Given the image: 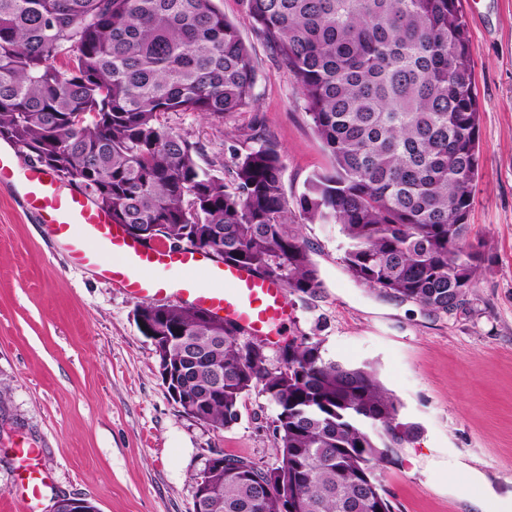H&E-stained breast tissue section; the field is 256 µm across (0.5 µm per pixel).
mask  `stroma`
Instances as JSON below:
<instances>
[{"mask_svg": "<svg viewBox=\"0 0 512 512\" xmlns=\"http://www.w3.org/2000/svg\"><path fill=\"white\" fill-rule=\"evenodd\" d=\"M251 48L252 107L215 119L172 112L164 124L199 143L202 164L223 165L244 135L277 145L287 195L329 168L302 96L257 35L240 0H219ZM480 110V177L469 216L483 261L459 309L433 312L357 283L336 224L300 222L322 282L289 293L290 314L266 343L270 368L285 340L307 337L326 358L371 366L418 428L380 464L394 512H479L483 495L512 502V0H463ZM139 300L63 250L16 190L0 189V512L12 497L14 444L42 450L59 495L90 497L99 512H195L192 478L213 453L277 467V409L261 388L243 398L236 424L213 429L184 415L161 379L151 341L135 322Z\"/></svg>", "mask_w": 512, "mask_h": 512, "instance_id": "1", "label": "stroma"}]
</instances>
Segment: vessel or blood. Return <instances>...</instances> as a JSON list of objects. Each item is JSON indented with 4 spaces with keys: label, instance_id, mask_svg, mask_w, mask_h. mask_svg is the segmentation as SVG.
<instances>
[{
    "label": "vessel or blood",
    "instance_id": "obj_1",
    "mask_svg": "<svg viewBox=\"0 0 512 512\" xmlns=\"http://www.w3.org/2000/svg\"><path fill=\"white\" fill-rule=\"evenodd\" d=\"M24 183L25 208L39 216L73 267H95L136 299L172 296L195 309L224 318L249 332L275 339L288 319L286 288L228 262H217L190 248L173 249L164 242L146 243L128 235L108 213L84 193L66 186L20 152L0 153V186ZM201 270L206 282L157 278L158 270ZM42 451L24 443L19 460L18 500L35 505L52 482Z\"/></svg>",
    "mask_w": 512,
    "mask_h": 512
}]
</instances>
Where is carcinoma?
Listing matches in <instances>:
<instances>
[{"mask_svg":"<svg viewBox=\"0 0 512 512\" xmlns=\"http://www.w3.org/2000/svg\"><path fill=\"white\" fill-rule=\"evenodd\" d=\"M292 76L332 160L290 208L276 146L231 149L224 174L162 122L255 102L250 48L215 0H0V139L88 193L116 224L311 294L317 265L295 226L339 224L351 276L433 312L462 307L482 253L469 242L480 111L462 0H242ZM172 306L184 336L181 412L214 429L255 386L278 407L279 465L220 455L195 512H393L376 475L415 427L373 368L302 338L268 367L231 323ZM294 510H288V503Z\"/></svg>","mask_w":512,"mask_h":512,"instance_id":"carcinoma-1","label":"carcinoma"}]
</instances>
